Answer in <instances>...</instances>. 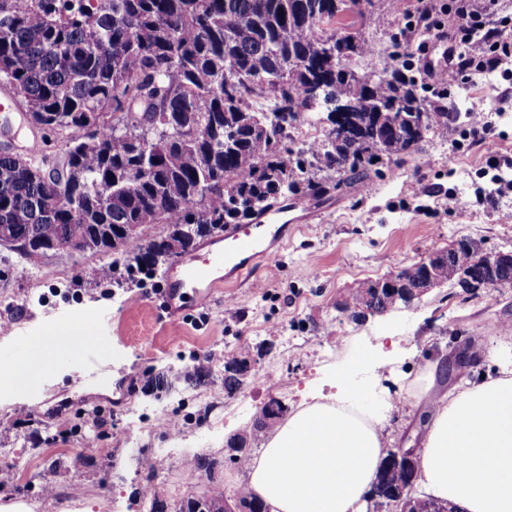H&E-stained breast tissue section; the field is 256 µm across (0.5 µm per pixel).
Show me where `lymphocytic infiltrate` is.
I'll list each match as a JSON object with an SVG mask.
<instances>
[{
    "label": "lymphocytic infiltrate",
    "mask_w": 512,
    "mask_h": 512,
    "mask_svg": "<svg viewBox=\"0 0 512 512\" xmlns=\"http://www.w3.org/2000/svg\"><path fill=\"white\" fill-rule=\"evenodd\" d=\"M407 31L426 32L444 46L441 64L419 65L437 96L435 111L452 112L449 88L458 77L495 69L512 76V16L503 14L501 0H418Z\"/></svg>",
    "instance_id": "obj_1"
}]
</instances>
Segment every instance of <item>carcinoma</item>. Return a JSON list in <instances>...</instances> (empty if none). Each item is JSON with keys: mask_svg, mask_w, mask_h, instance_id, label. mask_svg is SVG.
<instances>
[{"mask_svg": "<svg viewBox=\"0 0 512 512\" xmlns=\"http://www.w3.org/2000/svg\"><path fill=\"white\" fill-rule=\"evenodd\" d=\"M345 0H0V85L27 119L64 138L62 164L0 153V226L17 242L119 237L125 224H164L166 236L99 248L125 268L189 253L211 224H242L278 200L324 189L317 175L365 171L381 156L416 151L437 130L428 97L404 75V55L363 76L343 75L327 41ZM321 81L318 95L314 82ZM354 101L352 136L326 134L305 150L290 131ZM393 113L396 128L378 125ZM280 112L267 131L255 118ZM459 250L449 282L474 266ZM371 281L347 295L358 316ZM243 358L224 362V389L240 385ZM280 403L254 424L263 434ZM242 467L251 449L227 441ZM387 455L369 497L395 500L415 486L416 466ZM224 512V488L201 499Z\"/></svg>", "mask_w": 512, "mask_h": 512, "instance_id": "carcinoma-1", "label": "carcinoma"}]
</instances>
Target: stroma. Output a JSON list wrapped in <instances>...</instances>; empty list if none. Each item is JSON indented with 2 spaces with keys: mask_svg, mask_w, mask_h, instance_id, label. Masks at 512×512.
Here are the masks:
<instances>
[{
  "mask_svg": "<svg viewBox=\"0 0 512 512\" xmlns=\"http://www.w3.org/2000/svg\"><path fill=\"white\" fill-rule=\"evenodd\" d=\"M356 28L373 42L369 64L382 70L417 0H373ZM389 26L376 23L378 15ZM456 105L495 109L498 137L490 146L455 149L462 125L435 133L423 150L383 160L364 178L349 177L336 189L316 195L318 218L302 225L281 255L260 261L263 283L226 285L212 302L179 316L155 299L156 281L132 287L125 275L97 284L94 271L108 256L57 253L28 263L0 247V364L26 354L32 339L71 318L91 316L101 323L82 353L58 357L25 389L0 391V467L14 473L12 487L0 492V512H148L142 499L153 486L170 505L205 494L211 484L234 499L244 471L226 462L227 441L251 436L259 412L271 400L295 408L302 400L336 391V375L370 404L402 398L383 425L388 450L418 447L424 411L405 395L433 355L452 357L465 350L475 360L470 380L512 365V286L464 288L448 283L382 316L358 319L337 306L339 297L362 277L398 272L460 238L488 250L512 252V197L496 204L476 201L477 189L491 191L480 170L488 153L512 158V80L500 73L460 78L451 89ZM9 120L10 143L26 153L43 141L48 164L65 152L61 136L42 134L27 120L19 102L0 111ZM422 193H415V186ZM458 204L444 208L447 196ZM83 285H76V277ZM293 344H286V337ZM392 336L399 351L389 364L355 365L359 350ZM248 353L253 370L239 394L224 390L225 350ZM212 361L189 381L184 367L193 356ZM164 380L146 386L145 375ZM137 402L143 430L130 428L127 407ZM34 413L23 420L24 410ZM178 419L170 437L166 425ZM252 438V436H251ZM264 438H252L260 450ZM161 448L177 449L174 459L144 468V458ZM82 465H74V458ZM217 463L215 475L185 478L186 460Z\"/></svg>",
  "mask_w": 512,
  "mask_h": 512,
  "instance_id": "35a3bbf8",
  "label": "stroma"
}]
</instances>
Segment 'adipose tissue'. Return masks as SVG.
Returning <instances> with one entry per match:
<instances>
[{
  "instance_id": "1",
  "label": "adipose tissue",
  "mask_w": 512,
  "mask_h": 512,
  "mask_svg": "<svg viewBox=\"0 0 512 512\" xmlns=\"http://www.w3.org/2000/svg\"><path fill=\"white\" fill-rule=\"evenodd\" d=\"M72 327L36 339L29 356L0 365V389L28 386L44 366L72 350ZM447 361H429L408 395L427 420L415 453L417 486L459 512H512V369L436 397ZM384 402L382 410L392 409ZM382 410L339 389L327 400L301 402L269 433L248 466L247 489L269 512H362L386 446Z\"/></svg>"
}]
</instances>
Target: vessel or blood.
Returning a JSON list of instances; mask_svg holds the SVG:
<instances>
[{
    "instance_id": "b4317fda",
    "label": "vessel or blood",
    "mask_w": 512,
    "mask_h": 512,
    "mask_svg": "<svg viewBox=\"0 0 512 512\" xmlns=\"http://www.w3.org/2000/svg\"><path fill=\"white\" fill-rule=\"evenodd\" d=\"M315 211L313 201L293 199L260 214L256 223L227 226L223 245L208 247L205 257H188L163 273L158 300L167 312L179 314L188 304L213 298L221 285L246 281L258 260L275 258L289 230L309 222Z\"/></svg>"
}]
</instances>
